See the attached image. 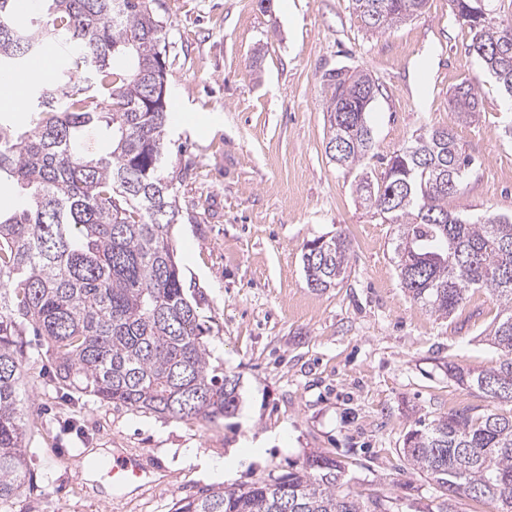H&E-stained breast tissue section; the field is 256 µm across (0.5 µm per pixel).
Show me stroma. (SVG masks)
Returning a JSON list of instances; mask_svg holds the SVG:
<instances>
[{
  "mask_svg": "<svg viewBox=\"0 0 512 512\" xmlns=\"http://www.w3.org/2000/svg\"><path fill=\"white\" fill-rule=\"evenodd\" d=\"M163 20L171 121L163 156L180 205L174 246L184 288L206 328L211 363L240 378L231 417L174 420L57 389L42 337L27 335L20 388L29 490L0 512H172L177 498L288 473L324 453L346 463L356 491L392 512H426L439 493L400 453L420 421L512 405L448 380L457 363L494 366L483 331L499 306L484 289L441 318L412 301L395 264L396 225L360 204V168L331 162L323 73L342 65L379 83L368 119L378 162L423 128L451 130L475 165L450 201L477 218L512 215L507 98L470 48L451 0L369 35L351 0H151ZM470 81L480 113L449 104ZM345 234L349 276L307 284L306 242ZM121 448L162 469L160 485L102 498L90 463ZM246 449L227 481L212 463Z\"/></svg>",
  "mask_w": 512,
  "mask_h": 512,
  "instance_id": "stroma-1",
  "label": "stroma"
}]
</instances>
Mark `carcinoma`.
<instances>
[{"instance_id": "cac0c4a2", "label": "carcinoma", "mask_w": 512, "mask_h": 512, "mask_svg": "<svg viewBox=\"0 0 512 512\" xmlns=\"http://www.w3.org/2000/svg\"><path fill=\"white\" fill-rule=\"evenodd\" d=\"M369 33L406 20L423 0H351ZM457 16L484 44L479 55L512 97V38L493 41L511 22L473 15L475 0H453ZM53 38L70 65L29 89L23 127L0 117V182L23 202L0 210V504L19 498L31 477L19 390L27 330L50 348L53 380L101 402L183 420L214 423L235 413L239 378L208 359L203 328L181 277L172 231L180 211L174 178L162 172L168 122L163 22L148 0H43L27 28L0 0V69L25 72ZM328 142L350 147L345 167L374 149L367 121L379 90L373 77L344 67L322 75ZM459 118L473 121L479 99L463 81L452 92ZM96 131L110 144L88 151ZM382 179L363 172L361 204L400 229L395 251L402 288L448 318L472 288L487 290L500 311L486 341L501 353L485 369L448 364V380L512 403V218H467L448 209L471 159L447 129H424L382 160ZM395 192L392 205L375 202ZM307 283L324 291L342 283L350 264L346 237L321 236L304 246ZM402 456L441 493L438 512L457 500L512 512V415L467 410L441 415L404 435ZM345 467L324 455L286 476L240 487H212L179 498L173 512H391L384 496L344 486Z\"/></svg>"}]
</instances>
